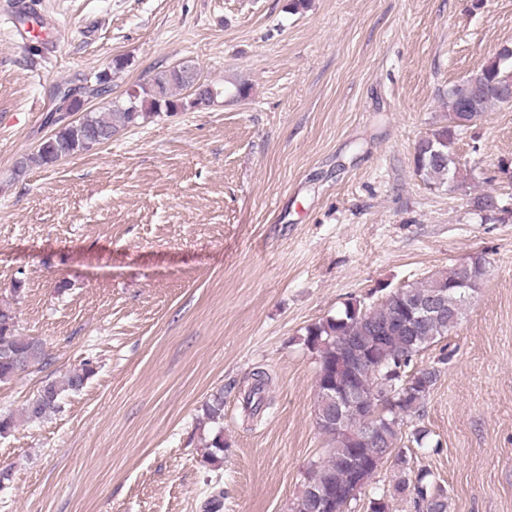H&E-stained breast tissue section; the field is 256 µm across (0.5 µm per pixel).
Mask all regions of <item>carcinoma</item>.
Segmentation results:
<instances>
[{
  "instance_id": "carcinoma-1",
  "label": "carcinoma",
  "mask_w": 512,
  "mask_h": 512,
  "mask_svg": "<svg viewBox=\"0 0 512 512\" xmlns=\"http://www.w3.org/2000/svg\"><path fill=\"white\" fill-rule=\"evenodd\" d=\"M128 60L123 56L112 59L109 70L95 76L88 84L63 83L55 89L54 111L47 113L45 123L53 133L43 139L32 152L20 157V165L12 168V179L24 176L32 166H54L58 162L94 149L119 136L141 121L162 113L182 112L193 103L183 92L190 89L196 67L179 72L170 67L156 72L144 85L127 92L123 100H114L107 111L96 114L83 111L86 101L105 100L112 96V75L124 70ZM505 64L493 56L479 68L481 79L469 80L461 88L448 84L443 97L448 100L447 122L422 137L414 146V174L434 189L444 186L454 191L464 187L456 156V141L466 128L462 119L473 122L493 106L503 102L495 95V85ZM83 112L82 117L65 122L64 111ZM494 192H484L471 199L472 210L481 219H489L488 209ZM488 261L484 255L469 256L445 270L436 271L424 279L403 285L386 297L365 305L357 299L343 303V308L306 328L305 345L316 354V419L330 415L335 401L328 388L344 389L351 385L376 400L386 396L382 406H374L368 415L352 417L347 427L337 429L321 426L330 442L324 457L312 464L299 495L291 503L290 512H323L308 487L320 488L333 503L328 512H351L352 503L365 496L367 512H391V499L396 496L412 500L415 512H448V497L430 473L419 470L411 474L409 461L400 443L402 428L407 420L422 417L431 390L440 370L435 365H422L419 355L428 347L448 337L457 325L456 318L464 304L459 284L475 280L479 284L486 276ZM436 297V312L415 321L408 330L401 327L400 310ZM344 336L355 338L373 356V361L361 371L348 372L338 367V347ZM50 357L45 343L38 337L22 336L18 332L14 311L8 304L0 305V383H7L35 367H45ZM94 374L86 363L70 371L60 380H47L23 408L22 416L29 421L42 420L60 409L65 392L81 390ZM270 375L257 370L243 405L250 416L258 414L266 401ZM206 418L216 425L207 444L210 451L203 463L216 464L224 451V397L214 395L206 405ZM357 457L364 468L355 475L347 462ZM393 460L399 467V479L393 490L374 484L381 465Z\"/></svg>"
}]
</instances>
